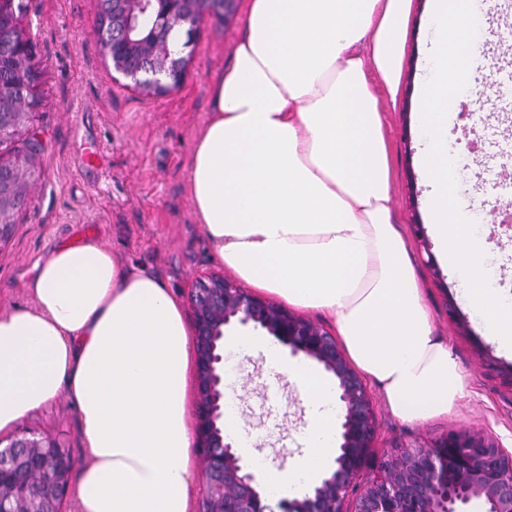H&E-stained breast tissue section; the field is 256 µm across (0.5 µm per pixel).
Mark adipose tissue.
<instances>
[{
    "instance_id": "obj_1",
    "label": "adipose tissue",
    "mask_w": 512,
    "mask_h": 512,
    "mask_svg": "<svg viewBox=\"0 0 512 512\" xmlns=\"http://www.w3.org/2000/svg\"><path fill=\"white\" fill-rule=\"evenodd\" d=\"M414 0H250L233 62L211 83L188 189L201 237L250 291L331 319L351 366L388 412L452 414L470 382L437 336L396 220L381 100L397 102ZM32 308L0 313V430L65 396L86 448L79 512H193V330L153 272L94 238L34 265ZM308 410V448L266 472L277 495L308 490L336 453L331 382L285 360Z\"/></svg>"
}]
</instances>
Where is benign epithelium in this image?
Segmentation results:
<instances>
[{"label":"benign epithelium","mask_w":512,"mask_h":512,"mask_svg":"<svg viewBox=\"0 0 512 512\" xmlns=\"http://www.w3.org/2000/svg\"><path fill=\"white\" fill-rule=\"evenodd\" d=\"M124 8L120 30L112 29V65L140 81L144 66L136 49L146 47L160 59L159 70H178L177 51L169 36L177 28L192 36L211 10L189 14L185 0H169L166 10L147 15L146 0H114ZM19 68H32L28 40L15 42ZM29 123L25 101L4 100L0 87V136ZM23 172L0 171V208L17 211L15 188ZM190 307L196 349L195 435L202 459L201 512H344L355 495L354 512H462L477 500L483 512H512V452L480 432L449 430L430 445L399 449L380 463L364 483L355 482L365 468L375 436L374 415L366 386L351 368L336 338L319 325L292 315L269 299L251 294L219 274L197 280ZM232 322L265 330L293 356L319 363L337 381L343 404L341 442L336 466L301 498L272 502L257 474L242 462L226 440L223 417L222 340ZM73 465L69 452L50 434L24 431L0 446V512H62L69 495Z\"/></svg>","instance_id":"7a95c632"}]
</instances>
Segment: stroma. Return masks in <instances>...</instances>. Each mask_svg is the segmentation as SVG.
Listing matches in <instances>:
<instances>
[{
	"label": "stroma",
	"mask_w": 512,
	"mask_h": 512,
	"mask_svg": "<svg viewBox=\"0 0 512 512\" xmlns=\"http://www.w3.org/2000/svg\"><path fill=\"white\" fill-rule=\"evenodd\" d=\"M249 0H236L228 18H206L194 33L181 83L161 94L146 92L116 72L97 33L98 0H28L24 17L38 75L31 130L40 146L35 175L16 214L11 239L0 245V311L32 307L28 283L33 265L60 243L92 235L127 263L153 271L167 288L188 298L196 280L221 273L201 238L191 209L187 174L195 139L208 120L210 82L232 62L244 31ZM435 39L429 0H415L403 60L397 104H384L393 170L392 195L410 239L417 274L435 329L469 376L474 393L455 415L424 424H406L384 407L376 388L368 394L375 436L364 476L400 448L429 444L454 429L484 432L512 451V358L487 340L478 315L461 297L460 282L439 264L425 231L427 216L418 152L424 133L417 122L418 87L427 74L425 54ZM502 95L461 92L453 110L462 114L451 134L455 143L479 138L485 165L462 160L457 197L462 214L483 224L474 190L485 197L502 193L499 169L512 167V135L485 119L501 108ZM99 156L96 167L79 164L82 152ZM226 371L241 390L245 420L235 437L238 453L254 470L286 467L304 452L307 411L298 389L266 364L263 353L236 361L226 355ZM23 431L61 439L74 466L85 448L77 412L69 399L53 400L25 416L10 439Z\"/></svg>",
	"instance_id": "1"
}]
</instances>
